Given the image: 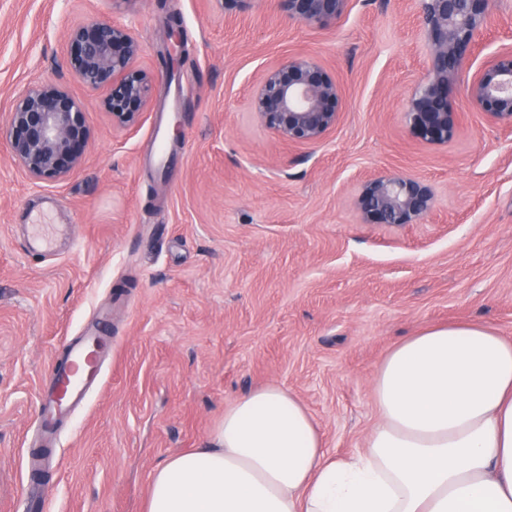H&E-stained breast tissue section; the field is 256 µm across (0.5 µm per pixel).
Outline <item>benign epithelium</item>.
I'll return each instance as SVG.
<instances>
[{"label": "benign epithelium", "mask_w": 512, "mask_h": 512, "mask_svg": "<svg viewBox=\"0 0 512 512\" xmlns=\"http://www.w3.org/2000/svg\"><path fill=\"white\" fill-rule=\"evenodd\" d=\"M288 18L307 25L341 17L349 0H279ZM430 68L407 101L412 134L427 143L455 137L460 113L448 104V86L473 71L467 99L498 124L512 127V51L474 66L473 54L487 27L492 0H418ZM67 68L92 91L112 122L135 127L145 112L156 77L136 65L141 47L122 25L88 19L68 33ZM252 108L260 123L282 139L317 144L336 127L340 96L336 82L313 59L290 57L259 78ZM87 105L53 83L28 86L11 104L7 143L10 154L35 183H57L82 163L91 138ZM434 193L418 178L376 176L358 197L363 218L374 224H414L427 215Z\"/></svg>", "instance_id": "1"}]
</instances>
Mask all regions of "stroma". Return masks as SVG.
<instances>
[{"label": "stroma", "mask_w": 512, "mask_h": 512, "mask_svg": "<svg viewBox=\"0 0 512 512\" xmlns=\"http://www.w3.org/2000/svg\"><path fill=\"white\" fill-rule=\"evenodd\" d=\"M92 16L127 27L156 76L133 129L67 69L68 31ZM505 48L512 0L478 58ZM294 54L340 90L339 122L314 145L250 110L261 71ZM429 64L416 0H350L318 26L279 0H0V512H22L36 464L47 512H143L159 464L207 447L225 408L273 384L308 406L331 453L364 449L372 376L398 340L468 321L512 336V129L455 83V139L416 138L406 102ZM33 83L88 102L85 159L58 184L27 179L6 142L10 101ZM378 175L420 178L432 210L367 223L357 198ZM36 228L55 255L25 251ZM101 310L103 383L34 462L41 380Z\"/></svg>", "instance_id": "1"}]
</instances>
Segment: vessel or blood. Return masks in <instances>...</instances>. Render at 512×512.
I'll list each match as a JSON object with an SVG mask.
<instances>
[{"label":"vessel or blood","mask_w":512,"mask_h":512,"mask_svg":"<svg viewBox=\"0 0 512 512\" xmlns=\"http://www.w3.org/2000/svg\"><path fill=\"white\" fill-rule=\"evenodd\" d=\"M112 342L101 327H85L66 340L61 359L42 380L37 399L36 428L42 447L56 444L73 409L86 402L103 380V360Z\"/></svg>","instance_id":"b4317fda"}]
</instances>
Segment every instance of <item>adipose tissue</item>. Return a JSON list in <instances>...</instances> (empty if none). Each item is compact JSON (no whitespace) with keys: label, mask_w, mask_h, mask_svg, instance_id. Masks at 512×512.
Instances as JSON below:
<instances>
[{"label":"adipose tissue","mask_w":512,"mask_h":512,"mask_svg":"<svg viewBox=\"0 0 512 512\" xmlns=\"http://www.w3.org/2000/svg\"><path fill=\"white\" fill-rule=\"evenodd\" d=\"M364 450L330 453L294 392L249 391L211 447L169 456L144 512H512V338L427 328L378 364Z\"/></svg>","instance_id":"adipose-tissue-1"}]
</instances>
